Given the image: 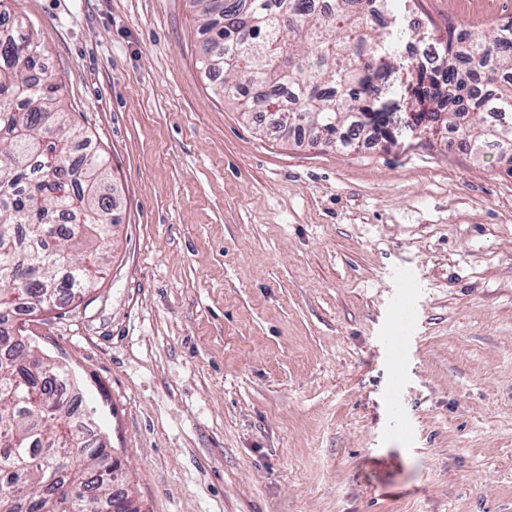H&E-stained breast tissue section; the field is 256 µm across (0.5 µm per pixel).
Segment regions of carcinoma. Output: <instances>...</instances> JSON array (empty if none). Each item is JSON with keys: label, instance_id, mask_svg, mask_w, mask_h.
I'll return each instance as SVG.
<instances>
[{"label": "carcinoma", "instance_id": "1", "mask_svg": "<svg viewBox=\"0 0 512 512\" xmlns=\"http://www.w3.org/2000/svg\"><path fill=\"white\" fill-rule=\"evenodd\" d=\"M398 0H193L201 65L224 74L220 92L244 113L303 115L288 130L311 143L358 138L375 121L374 79L397 70L420 119L448 114L475 156L503 152L512 126V18L487 30L448 28L440 65L404 56L411 27L381 31L367 16ZM34 30L0 12V512H139L112 483V455L78 420L79 382L39 355L12 323L49 312L96 285L112 246L106 157L73 151L89 136L63 108L58 79Z\"/></svg>", "mask_w": 512, "mask_h": 512}]
</instances>
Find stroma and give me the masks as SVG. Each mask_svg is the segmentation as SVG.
<instances>
[{"label": "stroma", "mask_w": 512, "mask_h": 512, "mask_svg": "<svg viewBox=\"0 0 512 512\" xmlns=\"http://www.w3.org/2000/svg\"><path fill=\"white\" fill-rule=\"evenodd\" d=\"M118 204L99 285L16 316L140 512H512V170L445 130L244 120L190 0H16ZM427 38L512 0H419ZM413 271L401 366L382 338Z\"/></svg>", "instance_id": "35a3bbf8"}]
</instances>
